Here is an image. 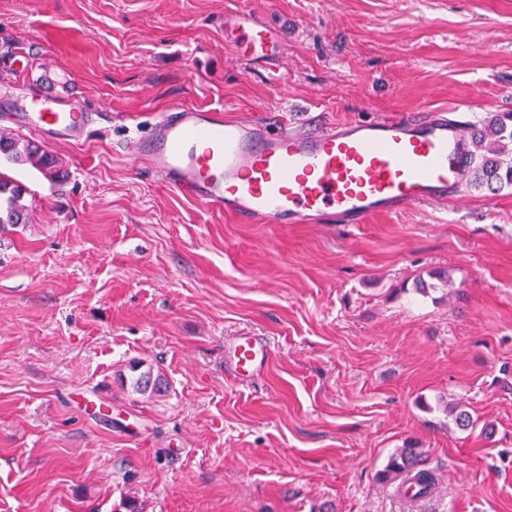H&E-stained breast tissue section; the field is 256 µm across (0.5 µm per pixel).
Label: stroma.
<instances>
[{
	"label": "stroma",
	"mask_w": 512,
	"mask_h": 512,
	"mask_svg": "<svg viewBox=\"0 0 512 512\" xmlns=\"http://www.w3.org/2000/svg\"><path fill=\"white\" fill-rule=\"evenodd\" d=\"M245 5L278 55L234 51ZM24 81L100 117L78 146L21 131L64 183L0 161L28 218L0 224V512H512V187L240 224L119 153L175 99L293 126L512 112V0H0V88ZM243 332L272 350L249 383L224 368ZM409 440L418 502L376 477Z\"/></svg>",
	"instance_id": "stroma-1"
}]
</instances>
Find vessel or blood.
I'll list each match as a JSON object with an SVG mask.
<instances>
[{
	"label": "vessel or blood",
	"instance_id": "1",
	"mask_svg": "<svg viewBox=\"0 0 512 512\" xmlns=\"http://www.w3.org/2000/svg\"><path fill=\"white\" fill-rule=\"evenodd\" d=\"M237 51L272 53L275 33L239 14ZM467 103L422 107L397 117L347 124L313 119L300 126L270 119H228L172 101L123 152L144 162L174 191L212 211L254 224H365L422 203L460 200L470 142ZM7 130L52 142L84 140L95 122L74 99L0 96ZM231 371L247 380L269 364L266 341L246 334L225 348Z\"/></svg>",
	"mask_w": 512,
	"mask_h": 512
}]
</instances>
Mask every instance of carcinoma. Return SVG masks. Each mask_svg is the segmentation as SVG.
<instances>
[{
  "label": "carcinoma",
  "instance_id": "cac0c4a2",
  "mask_svg": "<svg viewBox=\"0 0 512 512\" xmlns=\"http://www.w3.org/2000/svg\"><path fill=\"white\" fill-rule=\"evenodd\" d=\"M473 153L468 175L471 185L491 193L512 186V113L498 112L483 121V129L472 136ZM0 156L15 164L29 165L54 178L57 174L54 156L31 142L10 135H0ZM23 188L0 177V224L26 223L27 209L21 203ZM132 388L140 393L158 391L162 378L152 371H143L131 378ZM422 451L412 442L392 454L377 479L387 482L404 475H413V482L432 489L435 478L421 468Z\"/></svg>",
  "mask_w": 512,
  "mask_h": 512
}]
</instances>
